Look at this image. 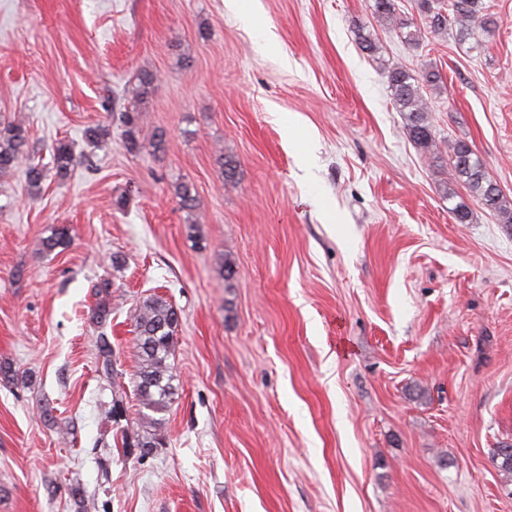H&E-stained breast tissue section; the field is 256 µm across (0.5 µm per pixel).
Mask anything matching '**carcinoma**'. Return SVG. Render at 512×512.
Returning <instances> with one entry per match:
<instances>
[{"instance_id": "carcinoma-1", "label": "carcinoma", "mask_w": 512, "mask_h": 512, "mask_svg": "<svg viewBox=\"0 0 512 512\" xmlns=\"http://www.w3.org/2000/svg\"><path fill=\"white\" fill-rule=\"evenodd\" d=\"M373 14L390 25L400 29L404 41L417 45L422 40V28L403 19L398 13L395 0H372ZM418 8L425 17V28L432 33H442L452 26H458L457 36L466 40L473 35L469 22L481 16V24L488 30L496 26V20L483 9L479 0H418ZM389 84L397 111L405 113L410 137L420 146L427 148L433 142V133L426 121L428 103L421 91L424 83L441 81L440 73L429 70L417 76L402 66L389 70ZM53 169L57 177L67 178L77 165V157L71 146L60 141L53 147ZM448 166L454 179L469 191L472 200L497 214L503 224H512V203L503 197L497 182L486 172L483 162L465 141H458L448 156ZM22 169L25 171L30 194L41 190L44 167L31 162L28 151V129L23 118L15 117L0 122V175ZM71 242L70 228L66 224L56 225L51 235L42 242L47 252L63 248ZM112 282L104 279L94 285L96 304L92 318L104 327L112 315ZM136 332L133 388L140 410L136 425L140 429L131 438L122 432V446L139 449L140 456L146 457L164 446L161 431L162 418L173 403L177 376L173 372L170 357L173 355L176 337L180 327L177 309L166 298L156 293L140 298L131 311ZM98 350L97 372L100 378L112 382L117 376L116 359L112 343L105 331L96 336ZM126 391L111 390V400L105 404L106 417L119 422L126 416ZM493 459L498 469L512 475V443L501 442L493 449Z\"/></svg>"}]
</instances>
